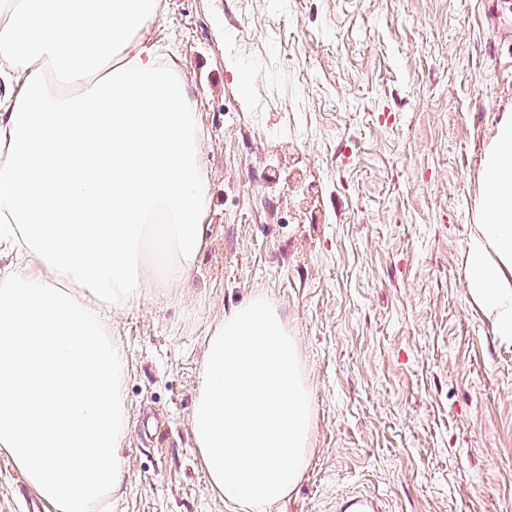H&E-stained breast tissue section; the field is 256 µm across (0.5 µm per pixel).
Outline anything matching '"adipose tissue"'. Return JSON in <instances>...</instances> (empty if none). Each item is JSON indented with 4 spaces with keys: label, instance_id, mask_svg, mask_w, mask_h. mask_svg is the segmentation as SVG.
Returning <instances> with one entry per match:
<instances>
[{
    "label": "adipose tissue",
    "instance_id": "ef3b65f1",
    "mask_svg": "<svg viewBox=\"0 0 512 512\" xmlns=\"http://www.w3.org/2000/svg\"><path fill=\"white\" fill-rule=\"evenodd\" d=\"M159 0H0V455L53 512H109L124 482L127 363L107 311L188 279L207 245L201 132L177 69L140 40ZM472 296L512 336V113L485 161ZM297 350L256 297L205 338L191 428L231 512H271L303 476Z\"/></svg>",
    "mask_w": 512,
    "mask_h": 512
}]
</instances>
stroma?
<instances>
[{"label":"stroma","mask_w":512,"mask_h":512,"mask_svg":"<svg viewBox=\"0 0 512 512\" xmlns=\"http://www.w3.org/2000/svg\"><path fill=\"white\" fill-rule=\"evenodd\" d=\"M479 0H160L150 40L199 117L208 245L111 314L125 351L112 512H229L192 412L204 338L263 294L312 399L307 468L272 512H512V340L471 295L483 161L512 45ZM0 456V512L34 496Z\"/></svg>","instance_id":"1"}]
</instances>
